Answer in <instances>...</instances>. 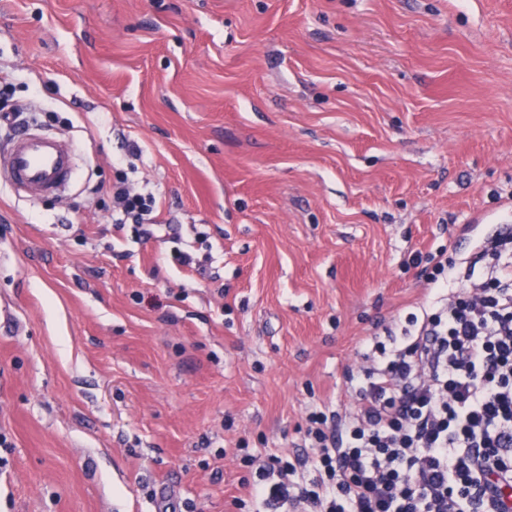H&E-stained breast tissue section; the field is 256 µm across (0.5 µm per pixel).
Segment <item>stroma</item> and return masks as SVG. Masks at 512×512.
<instances>
[{
  "label": "stroma",
  "mask_w": 512,
  "mask_h": 512,
  "mask_svg": "<svg viewBox=\"0 0 512 512\" xmlns=\"http://www.w3.org/2000/svg\"><path fill=\"white\" fill-rule=\"evenodd\" d=\"M7 84L77 177L0 181V512H238L512 204V0H0ZM112 195V227L116 232H120L129 224L130 220L133 224H137L139 229L136 230L139 238L152 237L160 231L161 224H153L149 217L154 208V197L152 194H144L133 191L128 183L127 174L119 172L116 180L112 182L109 188ZM156 226V229L152 227Z\"/></svg>",
  "instance_id": "1"
}]
</instances>
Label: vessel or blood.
I'll return each instance as SVG.
<instances>
[{
    "label": "vessel or blood",
    "instance_id": "b4317fda",
    "mask_svg": "<svg viewBox=\"0 0 512 512\" xmlns=\"http://www.w3.org/2000/svg\"><path fill=\"white\" fill-rule=\"evenodd\" d=\"M0 166L15 192L35 197L62 191L76 176L68 148L58 137L42 133L19 136L0 156Z\"/></svg>",
    "mask_w": 512,
    "mask_h": 512
}]
</instances>
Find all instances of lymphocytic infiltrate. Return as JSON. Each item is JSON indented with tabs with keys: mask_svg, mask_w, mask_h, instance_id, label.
<instances>
[{
	"mask_svg": "<svg viewBox=\"0 0 512 512\" xmlns=\"http://www.w3.org/2000/svg\"><path fill=\"white\" fill-rule=\"evenodd\" d=\"M109 192L114 230L154 236L152 194L123 172ZM432 269L436 300L349 375L354 411L312 412L294 461L243 456L251 512H512V234Z\"/></svg>",
	"mask_w": 512,
	"mask_h": 512,
	"instance_id": "1",
	"label": "lymphocytic infiltrate"
}]
</instances>
